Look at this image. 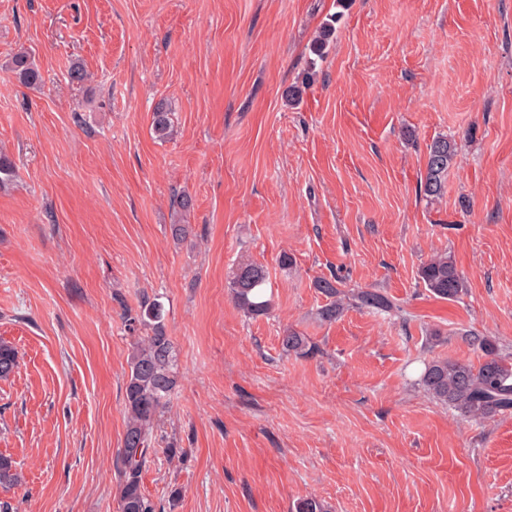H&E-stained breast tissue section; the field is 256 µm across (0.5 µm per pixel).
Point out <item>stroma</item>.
<instances>
[{"label":"stroma","instance_id":"1","mask_svg":"<svg viewBox=\"0 0 512 512\" xmlns=\"http://www.w3.org/2000/svg\"><path fill=\"white\" fill-rule=\"evenodd\" d=\"M21 50L38 87L9 70ZM442 135L458 155L432 200ZM1 156L11 512H117L127 319L154 298L177 375L142 474L158 512H512V412L468 423L419 383L431 359L477 361L466 330L512 353V0H0ZM441 253L466 281L455 301L417 278ZM243 258L268 271L270 314L231 298ZM321 277L398 312L321 322ZM289 325L315 354L283 351ZM338 19V15L332 16L317 30L316 35L310 45V52L318 59H323L333 44L336 36L335 25ZM425 173L420 181V192L430 199L440 198L448 181V171L457 156V144L446 136L434 139L427 148Z\"/></svg>","mask_w":512,"mask_h":512}]
</instances>
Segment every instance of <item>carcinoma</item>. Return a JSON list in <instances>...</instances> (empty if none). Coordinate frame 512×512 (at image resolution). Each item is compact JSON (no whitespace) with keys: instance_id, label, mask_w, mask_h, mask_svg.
Segmentation results:
<instances>
[{"instance_id":"obj_1","label":"carcinoma","mask_w":512,"mask_h":512,"mask_svg":"<svg viewBox=\"0 0 512 512\" xmlns=\"http://www.w3.org/2000/svg\"><path fill=\"white\" fill-rule=\"evenodd\" d=\"M341 14L332 16L317 30L310 52L319 59L325 57L336 36V22ZM10 71L25 86H35L41 73L34 59L25 51L18 52L11 61ZM313 77L307 72L301 81L286 87L282 99L295 104ZM153 130L157 137H167L171 126L170 112L159 106L153 112ZM457 156L456 142L446 136L434 139L426 157L425 173L420 181V192L430 199L440 198L448 181V171ZM418 280L434 297L454 301L466 291L455 260L449 253L436 255L418 269ZM268 281L266 268L249 259L238 261L232 270L229 286L236 305L249 316H260L271 309L266 298ZM316 288L327 298L317 309V318L332 323L350 307L366 309L375 314L390 315L396 310L392 299L374 289H360L345 293L336 286V280H317ZM130 325L146 330V335L135 343L128 362L124 384V411L126 428L121 453L122 482L118 512H156V505L142 487V473L151 461L156 442V420L176 386L173 342L165 326V310L154 300L141 306L138 313L128 318ZM469 345L481 352V360L474 364L466 360L434 358L427 362L420 384L436 402L448 407L461 418L481 423L495 416L512 412V356L506 355L494 336L474 332L466 334ZM282 348L300 357L314 350L308 337L288 326L280 336ZM18 368L14 346L0 340V380H7ZM18 482L16 462L0 455V485ZM295 512H330L324 501L302 498Z\"/></svg>"}]
</instances>
